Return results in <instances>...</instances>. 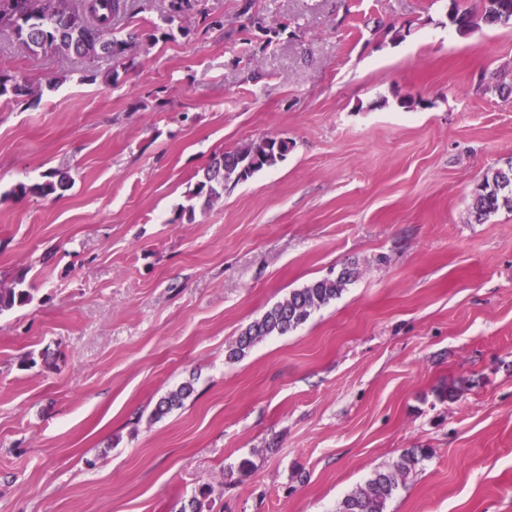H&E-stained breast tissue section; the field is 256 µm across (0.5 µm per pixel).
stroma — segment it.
<instances>
[{
  "mask_svg": "<svg viewBox=\"0 0 512 512\" xmlns=\"http://www.w3.org/2000/svg\"><path fill=\"white\" fill-rule=\"evenodd\" d=\"M167 5L116 20L137 40L109 82L0 32V70L43 91L0 98V284L33 296L0 313V512L203 488L210 512H335L413 448L387 512H512V209L470 216L512 160V28L460 34L469 0H204L172 26ZM266 136L282 161L180 219L213 155ZM53 169L73 186L13 195ZM346 264L339 298L229 360ZM357 276L353 265L344 266L335 276L310 282L291 292L242 330L229 350L230 359H239L258 343L271 336H283L307 322L321 307L338 298ZM193 392L194 387L192 382L189 381L181 384L176 390L169 392L156 403L151 415L152 419L160 420L174 409L182 407L184 401L188 399Z\"/></svg>",
  "mask_w": 512,
  "mask_h": 512,
  "instance_id": "stroma-1",
  "label": "stroma"
}]
</instances>
